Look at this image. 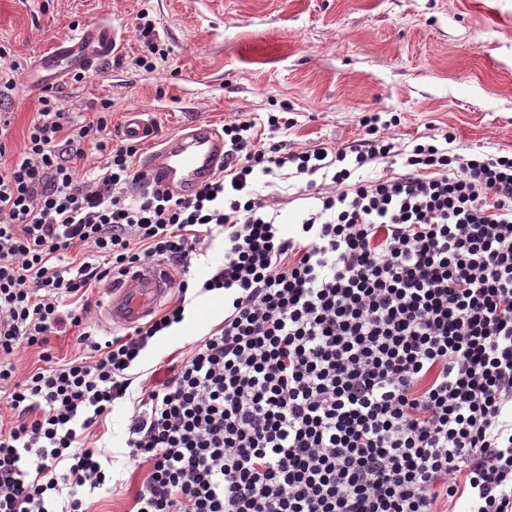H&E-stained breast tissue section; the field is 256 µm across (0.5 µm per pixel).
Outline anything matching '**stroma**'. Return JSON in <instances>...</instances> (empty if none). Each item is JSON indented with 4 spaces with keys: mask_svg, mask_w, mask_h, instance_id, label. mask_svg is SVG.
I'll return each mask as SVG.
<instances>
[{
    "mask_svg": "<svg viewBox=\"0 0 512 512\" xmlns=\"http://www.w3.org/2000/svg\"><path fill=\"white\" fill-rule=\"evenodd\" d=\"M155 24L164 51L154 68L136 64L138 13ZM123 33L119 58L82 79L54 86L72 122L95 119L112 104L120 125L132 108L146 112L157 138L184 125H223L242 112L293 119L276 132L288 149L337 148L359 139L368 112L395 117L402 141L453 129L460 153H512V0H0V47L6 63L31 57L99 17ZM39 108L20 87L0 105L11 126L6 160L23 148ZM302 180L261 186L277 193L279 224L294 232L312 198ZM190 334L156 338L137 368L148 371L218 323L208 296L194 299ZM130 404L118 403L97 433L114 475L110 491L86 499L90 512H130L143 469L125 448Z\"/></svg>",
    "mask_w": 512,
    "mask_h": 512,
    "instance_id": "stroma-1",
    "label": "stroma"
}]
</instances>
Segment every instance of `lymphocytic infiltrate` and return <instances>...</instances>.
I'll return each mask as SVG.
<instances>
[{
	"instance_id": "obj_1",
	"label": "lymphocytic infiltrate",
	"mask_w": 512,
	"mask_h": 512,
	"mask_svg": "<svg viewBox=\"0 0 512 512\" xmlns=\"http://www.w3.org/2000/svg\"><path fill=\"white\" fill-rule=\"evenodd\" d=\"M111 115L73 124L39 99L0 165V512H87L111 477L97 427L132 406L125 445L147 464L131 512H512V156L456 135L406 146L381 113L331 156L224 123V170L188 198L142 182ZM102 155L85 179L77 162ZM400 163L371 180L360 169ZM322 175L295 235L255 174ZM224 259L201 289L223 321L169 364L132 372L181 322L199 245ZM177 279L168 309L122 336L86 329L94 291L146 265ZM85 349L59 362L52 336ZM20 349L41 361L18 378Z\"/></svg>"
}]
</instances>
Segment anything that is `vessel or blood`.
Instances as JSON below:
<instances>
[{"label":"vessel or blood","mask_w":512,"mask_h":512,"mask_svg":"<svg viewBox=\"0 0 512 512\" xmlns=\"http://www.w3.org/2000/svg\"><path fill=\"white\" fill-rule=\"evenodd\" d=\"M121 40V34L106 18L86 23L77 33L58 40L50 50L34 55L25 74L28 90L37 92L75 74L93 73L116 54ZM120 133L123 138L152 144V151L141 165L145 179L159 182L183 198L224 167V134L207 121L191 123L160 139L144 112L133 109L127 112ZM172 287L171 272L166 266L149 265L131 271L110 287L106 318L115 328L138 325L166 301Z\"/></svg>","instance_id":"vessel-or-blood-1"}]
</instances>
